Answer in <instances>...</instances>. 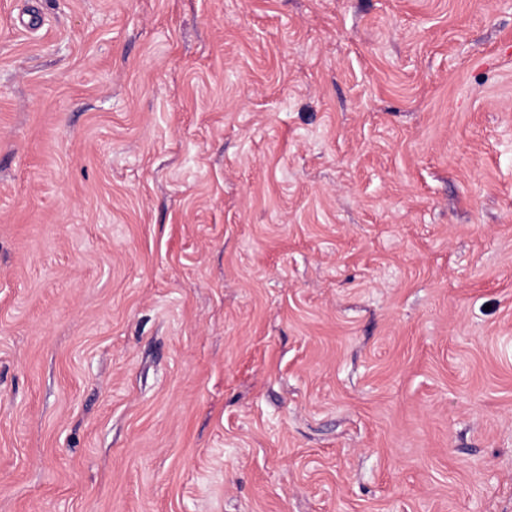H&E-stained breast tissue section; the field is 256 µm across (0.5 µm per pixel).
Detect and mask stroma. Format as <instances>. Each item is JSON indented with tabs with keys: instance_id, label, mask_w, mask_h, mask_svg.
I'll list each match as a JSON object with an SVG mask.
<instances>
[{
	"instance_id": "stroma-1",
	"label": "stroma",
	"mask_w": 512,
	"mask_h": 512,
	"mask_svg": "<svg viewBox=\"0 0 512 512\" xmlns=\"http://www.w3.org/2000/svg\"><path fill=\"white\" fill-rule=\"evenodd\" d=\"M0 512H512V0H0Z\"/></svg>"
}]
</instances>
